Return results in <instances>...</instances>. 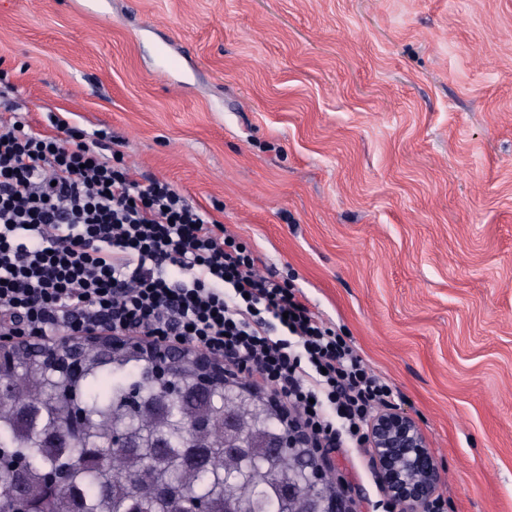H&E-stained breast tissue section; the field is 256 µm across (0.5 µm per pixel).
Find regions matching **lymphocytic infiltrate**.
Segmentation results:
<instances>
[{"instance_id":"obj_1","label":"lymphocytic infiltrate","mask_w":512,"mask_h":512,"mask_svg":"<svg viewBox=\"0 0 512 512\" xmlns=\"http://www.w3.org/2000/svg\"><path fill=\"white\" fill-rule=\"evenodd\" d=\"M50 123L0 115V328L198 347L269 390L322 455L367 449L396 390L302 289L169 182L141 181L111 133Z\"/></svg>"}]
</instances>
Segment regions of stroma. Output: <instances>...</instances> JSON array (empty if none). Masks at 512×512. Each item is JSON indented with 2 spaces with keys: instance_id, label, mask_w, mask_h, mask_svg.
Here are the masks:
<instances>
[{
  "instance_id": "35a3bbf8",
  "label": "stroma",
  "mask_w": 512,
  "mask_h": 512,
  "mask_svg": "<svg viewBox=\"0 0 512 512\" xmlns=\"http://www.w3.org/2000/svg\"><path fill=\"white\" fill-rule=\"evenodd\" d=\"M16 106L111 132L294 280L448 512H512V0H0ZM330 466L373 512L368 458Z\"/></svg>"
}]
</instances>
